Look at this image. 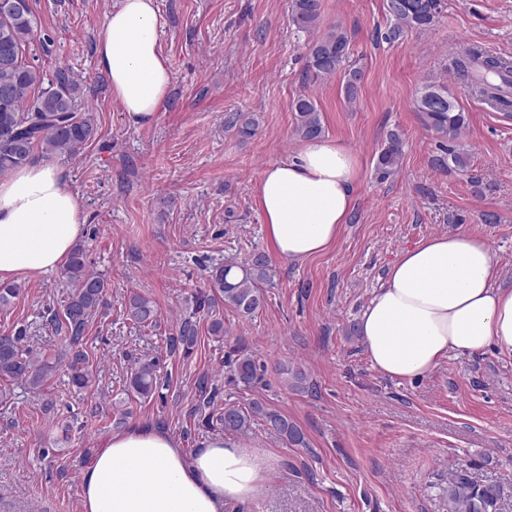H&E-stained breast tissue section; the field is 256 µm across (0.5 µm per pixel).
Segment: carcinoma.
<instances>
[{"label":"carcinoma","instance_id":"obj_1","mask_svg":"<svg viewBox=\"0 0 512 512\" xmlns=\"http://www.w3.org/2000/svg\"><path fill=\"white\" fill-rule=\"evenodd\" d=\"M13 13L0 17V54L7 49L12 55L10 63L0 61V89L11 88L8 98L0 96V174L36 162L42 158L77 156L87 144L98 136V125L89 112L79 108L83 95L82 83L65 69L56 71L48 86L38 68L28 64L24 57L38 29V19L30 0ZM390 25L384 32L389 43L403 38L412 30H426L438 18L440 0H385ZM291 19L299 33L311 34L321 21V0H291ZM351 51L348 35L333 28L307 41L308 70L313 77L324 79L343 74L342 91L345 101H357L363 73L349 65ZM453 67L467 80L474 96L500 110L512 107L511 92L504 91L499 78L512 74V60L488 55L475 47H468L455 59ZM417 111L421 112L427 127L442 139L453 140L465 125V115L458 103L448 94L443 82L428 81L416 92ZM288 107L296 115L295 132L307 140L323 135L324 126L315 98L308 93L292 97ZM227 124L241 136L251 135L256 120L251 116L234 113ZM403 139L399 130L388 132L379 152L377 172L386 177L395 173L402 161ZM441 169L466 170L468 157L448 145L442 146V155L434 159ZM231 262L213 269L211 283L214 294L201 293L196 298V310L201 311L219 298L224 305L234 308L243 316L255 313L264 303L263 285L268 280L269 259L263 253L253 254L242 268L239 280L228 278ZM69 288L62 309L47 317L55 332L62 335L61 350L57 357L36 363L25 348L27 339L23 330L0 335V381L17 382L34 393L41 392L57 371L58 364L66 366L69 382L77 389H87L94 382L93 368L84 350L85 338L92 320L106 306L108 282L91 271L86 255L77 249L70 255L64 269ZM126 318L140 327H152L157 322L155 302L140 293L127 297ZM198 328L193 317L182 320L176 335L167 340L171 353H192L197 344ZM230 382L245 389L258 380L260 365L250 355H240L229 363ZM126 392L142 399L160 395L156 362L144 360L136 363L131 372ZM273 429L293 445L308 446L304 432L288 416L269 407L259 399L248 407L236 405L224 408L217 422L228 433H247L257 421ZM443 493L448 499L450 512H495L497 492L489 486L474 484L465 471L457 469L448 475Z\"/></svg>","mask_w":512,"mask_h":512}]
</instances>
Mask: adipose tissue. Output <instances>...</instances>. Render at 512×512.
I'll return each instance as SVG.
<instances>
[{"mask_svg": "<svg viewBox=\"0 0 512 512\" xmlns=\"http://www.w3.org/2000/svg\"><path fill=\"white\" fill-rule=\"evenodd\" d=\"M157 0H121L96 44L97 66L135 124L153 122L172 73L160 42ZM358 163L340 141L305 140L293 158L262 173L256 206L272 253L301 262L325 252L354 210ZM86 222L77 196L51 161L0 179V282L59 269ZM475 233L419 241L392 264L357 331L373 369L413 382L449 353L491 346L512 351V288ZM275 457L216 436L193 455L149 424L112 431L81 473L83 512H224L230 502L264 497Z\"/></svg>", "mask_w": 512, "mask_h": 512, "instance_id": "1", "label": "adipose tissue"}]
</instances>
